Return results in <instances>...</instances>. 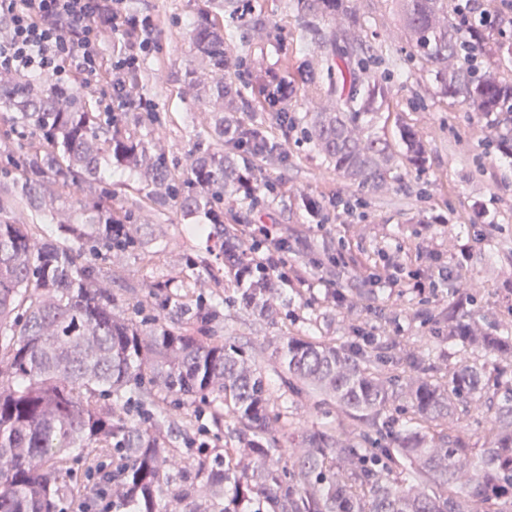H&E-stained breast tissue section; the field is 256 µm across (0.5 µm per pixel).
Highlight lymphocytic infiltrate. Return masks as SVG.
<instances>
[{
    "label": "lymphocytic infiltrate",
    "instance_id": "obj_1",
    "mask_svg": "<svg viewBox=\"0 0 512 512\" xmlns=\"http://www.w3.org/2000/svg\"><path fill=\"white\" fill-rule=\"evenodd\" d=\"M126 2L0 0V74L65 85L78 73L83 77L82 89L93 94L105 73L110 85L107 111H152L149 100L132 98L129 85L154 45L157 24L151 15L129 12ZM108 32L121 39L123 46L107 58L102 41ZM249 234L254 244L266 248L263 262L280 281L295 288L308 287L307 276L289 274L286 256L291 247L275 225H250Z\"/></svg>",
    "mask_w": 512,
    "mask_h": 512
}]
</instances>
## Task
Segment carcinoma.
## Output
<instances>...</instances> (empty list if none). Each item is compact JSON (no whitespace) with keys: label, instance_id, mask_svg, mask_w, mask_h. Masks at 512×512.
Returning a JSON list of instances; mask_svg holds the SVG:
<instances>
[{"label":"carcinoma","instance_id":"carcinoma-1","mask_svg":"<svg viewBox=\"0 0 512 512\" xmlns=\"http://www.w3.org/2000/svg\"><path fill=\"white\" fill-rule=\"evenodd\" d=\"M391 0L410 57L430 73L440 93L457 99L512 133V82L498 76L512 34L486 36L471 20L470 0ZM307 47L324 56L346 44L363 51L369 20L357 0H293ZM232 25L199 13L192 23L194 64L186 72L199 103L214 112L212 142L198 149L178 177L152 139L126 131L106 112H94L74 85L36 83L0 75V107L19 128L17 156L0 177L24 207L41 217L55 214L53 187L79 186L74 204L85 222L67 225L63 240L38 237L0 200V512H60L76 496L64 478L73 449L98 483H112L115 512H512V375H502L494 398L496 420L476 447L455 433L458 410L487 394V367L461 361L438 380L421 359L404 358L405 375L384 372L365 350L351 351L312 336H285L275 354L282 385L310 390L335 405L344 418L373 432L342 438L330 422L305 431L285 450L274 426V397L255 354L225 337L207 335L219 319L224 294L214 303L192 302L176 290L148 289L163 318L127 317L112 291L100 286L102 255L143 249L137 218L112 205L106 164L126 173L155 208L176 203L183 216L204 214L226 281L243 308L262 318L270 312L277 281L258 267L224 206L255 204L274 187L262 173L286 162L268 125H300L301 137L326 158L329 175L388 188L399 162L373 124L390 94L386 77L372 75L341 103L297 119L271 112L250 124L249 109L228 70L247 60L228 57ZM234 151L224 152V139ZM407 158L424 160L425 147L405 128ZM448 340L491 361L512 353V336L490 334L448 307ZM189 406L216 403V423L229 417L231 447L208 462L177 460L164 424L152 408L159 396ZM410 413L384 434L378 418L396 403ZM137 409V418L118 410ZM289 452L290 467L280 465ZM106 457L124 461L109 471ZM406 473L408 478L398 479Z\"/></svg>","mask_w":512,"mask_h":512}]
</instances>
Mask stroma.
<instances>
[{
  "label": "stroma",
  "mask_w": 512,
  "mask_h": 512,
  "mask_svg": "<svg viewBox=\"0 0 512 512\" xmlns=\"http://www.w3.org/2000/svg\"><path fill=\"white\" fill-rule=\"evenodd\" d=\"M130 6L160 17L157 45L149 56L156 77L144 96L158 107L155 120L130 110L122 120L135 134H149L168 164L183 171L192 152L206 142L214 115L197 101L185 80L193 55L189 22L197 0H129ZM371 19L363 35L377 59L371 70L390 72L392 97L377 124L380 135L398 141L400 127L412 129L426 147V159L415 165L400 160L392 187L384 194L335 178L324 184L326 162L321 153L300 139L298 131H276L288 153L285 167L267 171L275 194L247 211V223L275 224L287 236L290 264L311 253L336 259L313 288L280 287L269 317L260 318L241 306L225 305L215 333L234 339L256 353L277 398V409L288 421L287 430L299 433L324 419L319 397L285 393L280 367L272 351L283 336L313 328L315 335L337 344H361L363 335L375 337L380 352H403L429 357L435 375L443 376L458 363L460 352L448 344V328L439 314L459 300L462 281L475 286V301L463 310L484 328L498 333L512 330V157L487 141V120L453 99L435 94L432 77L407 59V45L390 0H360ZM231 55L247 54L251 67L234 72L244 97L252 104L264 99L278 80L291 91L283 105L289 112L308 110L310 90L304 77L314 71L324 78L320 54L308 50L289 0H253V7L236 29ZM399 60L398 68L388 63ZM116 207L143 214L141 236L147 249L158 251L157 264L131 256L103 261L112 277L105 285L120 294L127 312L148 304L146 285L180 283L186 255L205 257L208 244L184 234L185 218L177 205L157 211L146 206L142 192L129 186L127 174L113 172ZM324 196V228L311 224L301 207L302 196ZM468 244L460 254V244ZM449 270L448 285L439 290L413 288L411 275L433 280L438 269ZM193 428L180 427L183 411L173 405L164 413L177 420L173 440L181 460H196L200 442H213L219 429L210 404L193 408Z\"/></svg>",
  "instance_id": "obj_1"
}]
</instances>
